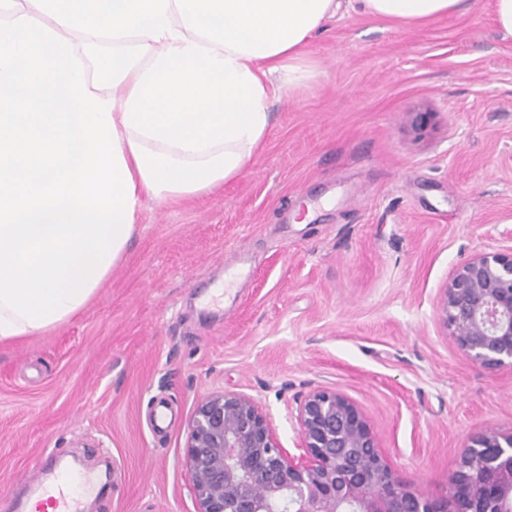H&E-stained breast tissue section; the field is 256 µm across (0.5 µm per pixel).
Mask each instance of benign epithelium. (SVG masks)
Returning a JSON list of instances; mask_svg holds the SVG:
<instances>
[{
    "mask_svg": "<svg viewBox=\"0 0 512 512\" xmlns=\"http://www.w3.org/2000/svg\"><path fill=\"white\" fill-rule=\"evenodd\" d=\"M437 314L471 362L512 369V247L458 265ZM296 420L301 453L287 454L258 402L214 391L189 420L186 468L196 512H509L512 432L487 430L463 449L442 496L419 492L382 456L344 394L311 391Z\"/></svg>",
    "mask_w": 512,
    "mask_h": 512,
    "instance_id": "1",
    "label": "benign epithelium"
}]
</instances>
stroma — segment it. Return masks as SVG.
<instances>
[{"label":"stroma","instance_id":"1","mask_svg":"<svg viewBox=\"0 0 512 512\" xmlns=\"http://www.w3.org/2000/svg\"><path fill=\"white\" fill-rule=\"evenodd\" d=\"M306 50L317 76L274 101L242 175L145 200L87 309L0 347V512L32 467L66 459L111 473L80 512H196L188 422L213 391L253 397L294 455L300 401L341 391L395 474L434 496L472 436L512 432V371L470 362L436 314L459 263L512 246V36L474 0L421 27L341 12ZM243 250L252 275L226 280ZM227 283L234 298L212 302Z\"/></svg>","mask_w":512,"mask_h":512}]
</instances>
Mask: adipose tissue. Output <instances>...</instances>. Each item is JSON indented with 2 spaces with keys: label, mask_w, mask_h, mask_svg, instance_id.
I'll list each match as a JSON object with an SVG mask.
<instances>
[{
  "label": "adipose tissue",
  "mask_w": 512,
  "mask_h": 512,
  "mask_svg": "<svg viewBox=\"0 0 512 512\" xmlns=\"http://www.w3.org/2000/svg\"><path fill=\"white\" fill-rule=\"evenodd\" d=\"M423 25L469 0H356ZM341 0H0V345L78 316L118 266L144 197L241 175L270 105L316 73ZM112 45L111 64L87 51Z\"/></svg>",
  "instance_id": "ef3b65f1"
}]
</instances>
